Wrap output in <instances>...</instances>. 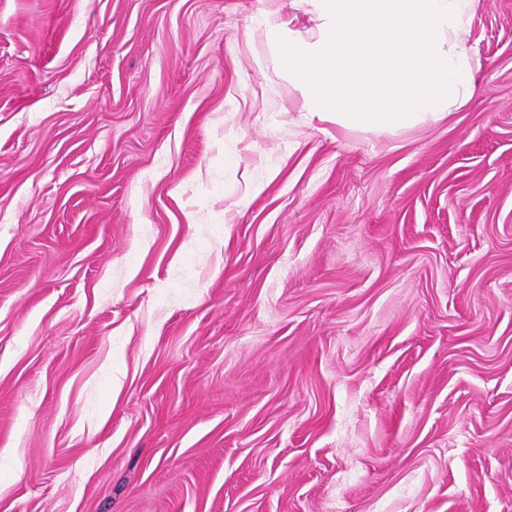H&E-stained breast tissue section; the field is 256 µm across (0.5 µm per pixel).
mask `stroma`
<instances>
[{"instance_id": "obj_1", "label": "stroma", "mask_w": 512, "mask_h": 512, "mask_svg": "<svg viewBox=\"0 0 512 512\" xmlns=\"http://www.w3.org/2000/svg\"><path fill=\"white\" fill-rule=\"evenodd\" d=\"M290 12L0 0V512H512V0L383 135Z\"/></svg>"}]
</instances>
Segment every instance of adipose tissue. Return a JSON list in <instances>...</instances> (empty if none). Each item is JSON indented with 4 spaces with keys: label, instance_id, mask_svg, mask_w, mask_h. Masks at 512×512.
I'll return each mask as SVG.
<instances>
[{
    "label": "adipose tissue",
    "instance_id": "obj_1",
    "mask_svg": "<svg viewBox=\"0 0 512 512\" xmlns=\"http://www.w3.org/2000/svg\"><path fill=\"white\" fill-rule=\"evenodd\" d=\"M310 25L268 28L271 57L308 120L393 133L464 108L482 64L469 42L482 0H294Z\"/></svg>",
    "mask_w": 512,
    "mask_h": 512
}]
</instances>
